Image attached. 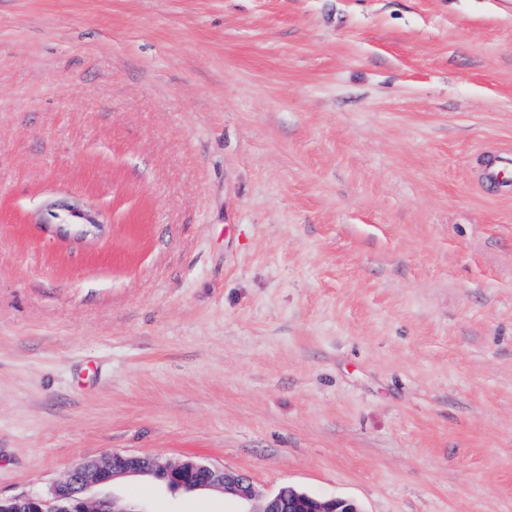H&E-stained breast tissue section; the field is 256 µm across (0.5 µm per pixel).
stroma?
<instances>
[{"label":"stroma","instance_id":"stroma-1","mask_svg":"<svg viewBox=\"0 0 512 512\" xmlns=\"http://www.w3.org/2000/svg\"><path fill=\"white\" fill-rule=\"evenodd\" d=\"M503 152L512 0H0V497L512 512ZM486 182L498 184L506 190L512 186V158H497L485 166ZM155 476L173 489L185 491L230 490L243 503L259 499L252 482L224 466L194 457L168 462L160 456L113 451L102 460L72 466L47 494L25 493L2 500L1 512H144L132 503L112 497L91 498L97 487L128 476ZM344 508V510H343ZM237 512H361L358 506L343 499H320L283 487L276 493L264 496L258 508Z\"/></svg>","mask_w":512,"mask_h":512}]
</instances>
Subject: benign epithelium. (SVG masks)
I'll use <instances>...</instances> for the list:
<instances>
[{
	"label": "benign epithelium",
	"instance_id": "7a95c632",
	"mask_svg": "<svg viewBox=\"0 0 512 512\" xmlns=\"http://www.w3.org/2000/svg\"><path fill=\"white\" fill-rule=\"evenodd\" d=\"M146 475L164 480L173 490L227 489L243 503L260 501L259 507L247 512H362L351 501L320 499L291 487L261 498L248 478L194 457L172 463L160 456L120 451L72 466L46 494L25 493L0 499V512H142L132 503L115 497L91 498L89 493L118 478Z\"/></svg>",
	"mask_w": 512,
	"mask_h": 512
}]
</instances>
